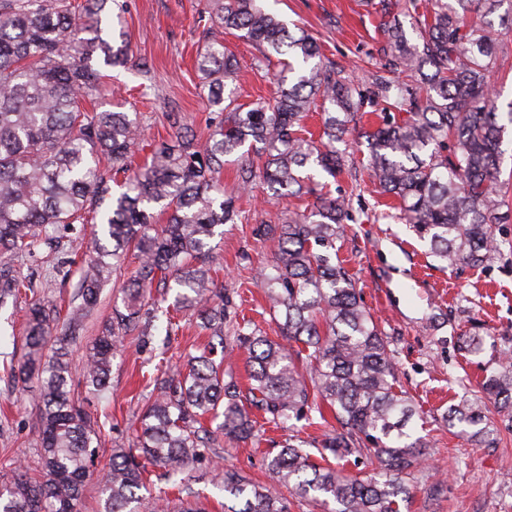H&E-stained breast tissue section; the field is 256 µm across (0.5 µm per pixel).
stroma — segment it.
<instances>
[{"label": "stroma", "mask_w": 512, "mask_h": 512, "mask_svg": "<svg viewBox=\"0 0 512 512\" xmlns=\"http://www.w3.org/2000/svg\"><path fill=\"white\" fill-rule=\"evenodd\" d=\"M124 2L131 60L126 67L106 70L101 103L108 108L119 102L125 111L139 113L145 136L135 161L141 164L169 139L167 113H179L197 133L205 131L207 108L195 58L207 42L198 22L206 0ZM276 9L317 38L325 56L350 69L363 84L386 45L385 28L408 23L403 12L381 13L378 0H278ZM224 44L239 62V102L272 97L274 84L253 68L255 46L232 34L225 35ZM346 155L343 171L326 187L332 196L346 197L354 217L338 242L339 257L387 336L398 385L417 408L411 428L429 444L425 460L408 479L410 493L400 512H512V423L497 405L487 404L485 413L499 429L498 443L480 448L461 427L442 419L460 396L482 400L484 366L512 350V220L493 228L504 243L493 260L448 269L408 224L382 218L381 197L368 176L366 142L350 145ZM223 181L225 191L236 196L240 218L224 227L218 281L233 292L239 314L277 337L276 322L255 279L257 270L271 261L276 244L255 236L253 229L310 208L315 197L239 189L231 166L225 167ZM16 264L30 278L36 300L68 304L79 274H50L46 247ZM24 328L23 309L0 308V480L41 474L37 384L15 381L9 370L26 353ZM467 337L479 341V353L466 349ZM203 341L196 321H189L161 361L139 351L134 338L126 339L112 364L110 398L90 394L82 402L100 426V463H107L115 446L131 443L151 393L149 375L159 367L175 370ZM272 450L261 437L224 444L220 453L226 466L263 482Z\"/></svg>", "instance_id": "1"}]
</instances>
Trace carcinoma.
<instances>
[{"label":"carcinoma","instance_id":"1","mask_svg":"<svg viewBox=\"0 0 512 512\" xmlns=\"http://www.w3.org/2000/svg\"><path fill=\"white\" fill-rule=\"evenodd\" d=\"M264 2L207 0L200 20L212 38L196 62L210 107L207 134L198 136L170 113L171 142L134 167L143 135L137 113L84 107L101 91L93 57L101 53L114 67L130 61L124 32L118 45L101 36L103 16L121 19L119 0H0V306L27 307V354L18 376L39 387L44 470L41 481L1 482L0 512H80L99 426L75 396L70 346L131 252L139 266L116 288L122 306L84 347L81 384L98 394L109 389L112 361L128 336L141 351L165 354L178 314L197 316L208 343L184 372L150 379L136 443L112 449L102 479L105 512H139L149 465L159 480L192 494L190 467L219 456L221 439L255 436L257 412L287 433L267 462L270 482L324 512H399L406 500L404 474L421 463L428 444L408 427L415 406L396 390L393 353L339 259L336 241L353 220L345 199L319 195L309 211L255 228L256 236L277 243L272 264L257 272L280 332L274 340L237 320L233 295L212 275L214 239L239 218L219 174L248 142L266 161L261 169L238 165L239 188L311 193L305 171L336 177L344 161L336 144L359 113L378 106L381 123L358 135L380 193L398 201L402 220L448 267L488 262L500 250L493 227L505 219L512 186L502 178L501 150L512 103L501 112L487 80L498 63L491 17L505 0H379L386 14L405 10L416 39L401 26L387 30L388 55L365 85ZM234 31L257 46V71L268 73L274 60L281 66L273 75L277 96L237 102V61L221 39ZM317 102L323 132L316 141L302 134V121ZM91 221L101 222V231L92 232L89 262L62 318L33 299L31 282L12 261L65 226L71 236L54 244L56 271H64ZM58 320L60 337L50 346V324ZM236 350L247 353L245 393L224 368ZM482 385L488 399L512 406V358L485 367ZM325 408L335 424L314 442L321 459L371 455L377 464L368 477L310 460L303 441L290 434L294 420L326 421ZM208 417L223 421L211 431L203 425ZM446 421L473 429L479 446L494 440L483 408L465 396ZM219 489L228 501L224 512H288L269 487L236 470H224Z\"/></svg>","mask_w":512,"mask_h":512}]
</instances>
